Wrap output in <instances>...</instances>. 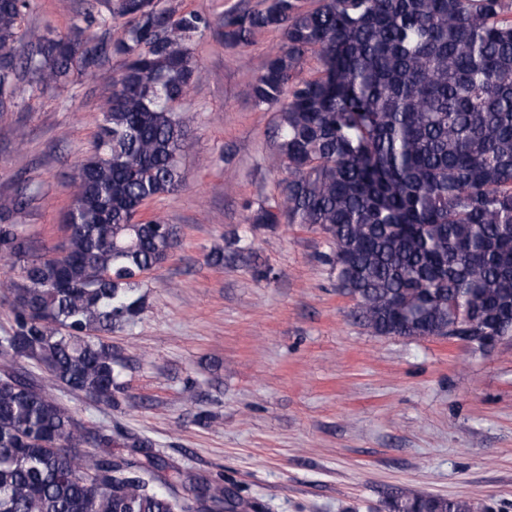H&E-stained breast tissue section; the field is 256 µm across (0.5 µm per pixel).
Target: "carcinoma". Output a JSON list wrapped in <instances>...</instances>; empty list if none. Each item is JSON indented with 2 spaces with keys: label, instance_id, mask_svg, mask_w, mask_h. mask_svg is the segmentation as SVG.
Segmentation results:
<instances>
[{
  "label": "carcinoma",
  "instance_id": "obj_1",
  "mask_svg": "<svg viewBox=\"0 0 512 512\" xmlns=\"http://www.w3.org/2000/svg\"><path fill=\"white\" fill-rule=\"evenodd\" d=\"M29 0H0V115L17 82L36 90L70 81L72 62L107 80L95 152L67 175L79 202L49 249L26 218L42 198L24 180L0 203V286L13 313L0 355L35 363L51 381L110 407L124 359L106 336L146 309L147 275L180 245L173 225L141 208L185 183L181 158L196 116L180 110L201 76L192 48L211 27L227 46L278 30L284 45L257 66L255 105L281 104L275 166L280 197L252 221L306 224L330 247L324 261L379 336H512V3L509 0H265L214 21L154 0L85 10L72 36L27 34ZM116 20L125 35L92 34ZM317 55L315 75L301 64ZM91 429L40 381L0 376V512H199L224 509V485L160 459L145 436ZM400 512H482L462 498L406 494Z\"/></svg>",
  "mask_w": 512,
  "mask_h": 512
}]
</instances>
